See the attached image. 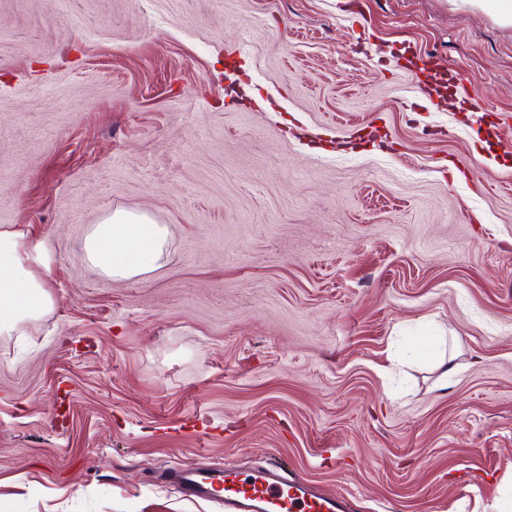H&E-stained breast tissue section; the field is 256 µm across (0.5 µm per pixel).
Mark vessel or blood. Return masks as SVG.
<instances>
[{
  "label": "vessel or blood",
  "instance_id": "vessel-or-blood-1",
  "mask_svg": "<svg viewBox=\"0 0 512 512\" xmlns=\"http://www.w3.org/2000/svg\"><path fill=\"white\" fill-rule=\"evenodd\" d=\"M168 478L192 497L221 502L224 512H348L346 500L322 494L275 463L254 470L187 465Z\"/></svg>",
  "mask_w": 512,
  "mask_h": 512
}]
</instances>
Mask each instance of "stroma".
Here are the masks:
<instances>
[{
    "instance_id": "stroma-1",
    "label": "stroma",
    "mask_w": 512,
    "mask_h": 512,
    "mask_svg": "<svg viewBox=\"0 0 512 512\" xmlns=\"http://www.w3.org/2000/svg\"><path fill=\"white\" fill-rule=\"evenodd\" d=\"M170 230L115 282L105 214ZM0 512H223L277 461L353 512H512V25L460 0H0ZM169 250L167 225L145 213L117 210L86 226L81 258L95 273L120 282L163 267ZM52 263L45 240L17 228L0 229V336H22L25 324L54 305Z\"/></svg>"
}]
</instances>
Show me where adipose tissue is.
<instances>
[{
	"mask_svg": "<svg viewBox=\"0 0 512 512\" xmlns=\"http://www.w3.org/2000/svg\"><path fill=\"white\" fill-rule=\"evenodd\" d=\"M169 250L167 225L144 213L117 210L86 226L81 258L95 273L120 282L163 267ZM51 275L46 241L17 228L0 229L1 337L21 335L25 324L52 310Z\"/></svg>",
	"mask_w": 512,
	"mask_h": 512,
	"instance_id": "adipose-tissue-1",
	"label": "adipose tissue"
}]
</instances>
